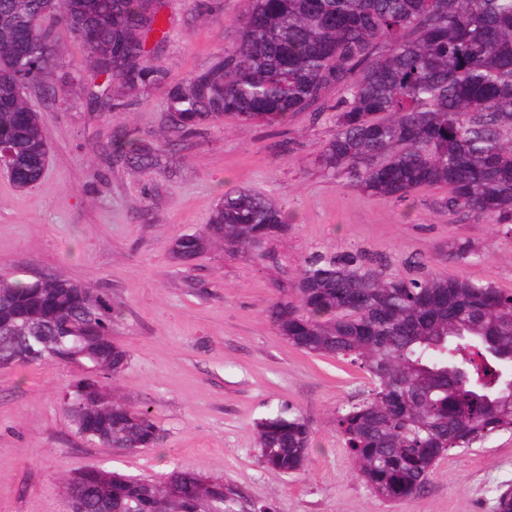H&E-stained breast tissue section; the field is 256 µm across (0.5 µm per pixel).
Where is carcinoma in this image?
I'll list each match as a JSON object with an SVG mask.
<instances>
[{
    "mask_svg": "<svg viewBox=\"0 0 512 512\" xmlns=\"http://www.w3.org/2000/svg\"><path fill=\"white\" fill-rule=\"evenodd\" d=\"M164 0H0V145L15 154L13 184L39 181L49 144L39 115L18 91L55 67L52 26L84 48L95 109L118 112L124 94L164 74L146 48ZM336 89L335 130L320 167L345 173L371 196L403 200L445 187L452 212L487 216L512 233V0H248L235 49L170 85L165 111L186 133L223 119L283 123ZM158 148L130 137L115 152L134 168ZM276 203L251 189L226 194L211 223L177 240L192 261L214 246L237 249L285 231ZM475 254L448 243V258ZM387 277L362 251L303 265L295 297L267 310L296 349L362 369L366 396L336 411V431L357 475L378 496H418L436 463L512 432V292L464 276ZM112 301L89 284L52 275L0 274V367L77 364L89 375L63 398L76 433L133 454L157 443L147 409L110 395L129 353L112 342ZM261 463L306 471L312 425L284 407L256 423ZM72 512H269L222 480L188 470L163 479L87 468L71 475Z\"/></svg>",
    "mask_w": 512,
    "mask_h": 512,
    "instance_id": "1",
    "label": "carcinoma"
}]
</instances>
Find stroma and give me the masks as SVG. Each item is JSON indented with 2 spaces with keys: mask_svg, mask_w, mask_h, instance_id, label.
Masks as SVG:
<instances>
[{
  "mask_svg": "<svg viewBox=\"0 0 512 512\" xmlns=\"http://www.w3.org/2000/svg\"><path fill=\"white\" fill-rule=\"evenodd\" d=\"M246 5L165 0L164 33L150 35L147 48L166 80L126 96L119 112L88 104L76 73L83 46L65 25L53 28L59 67L28 94L50 158L25 190L0 174V271L89 282L122 307L112 340L130 362L114 387L150 411L160 435L135 454L90 443L62 407L83 367L0 368V512H70L66 480L92 466L132 476L191 470L238 486L271 512H496L512 486V433L453 449L418 496L385 501L354 474L334 423L339 407L366 395V374L295 349L266 310L291 292L306 258L357 250L382 256L389 276H412L411 261L421 258L441 276L512 292V234L494 232L487 217L448 211L442 189L383 200L324 172L315 156L334 129L332 90L327 111L276 126L209 122L174 134L167 84L231 51ZM128 131L161 146L159 168L132 170L106 152ZM241 188L267 195L288 222L265 244V258L246 247L215 248L189 265L174 259L172 244ZM457 240L477 255L448 260ZM283 405L314 430L311 463L293 476L260 463L255 434L256 422Z\"/></svg>",
  "mask_w": 512,
  "mask_h": 512,
  "instance_id": "obj_1",
  "label": "stroma"
}]
</instances>
